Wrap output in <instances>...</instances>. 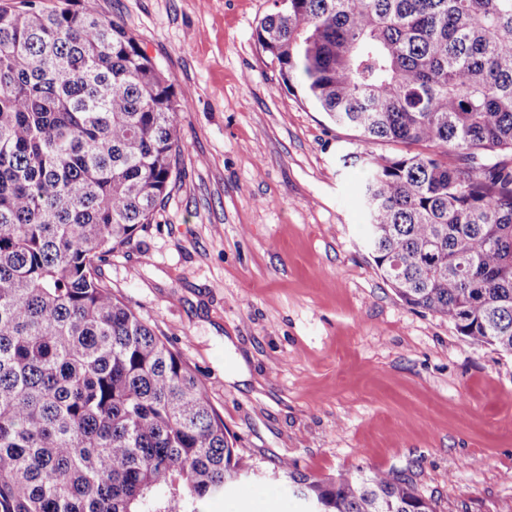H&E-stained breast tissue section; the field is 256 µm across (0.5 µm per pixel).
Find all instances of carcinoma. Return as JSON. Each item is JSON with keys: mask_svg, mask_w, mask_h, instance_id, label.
<instances>
[{"mask_svg": "<svg viewBox=\"0 0 512 512\" xmlns=\"http://www.w3.org/2000/svg\"><path fill=\"white\" fill-rule=\"evenodd\" d=\"M288 90L368 143L365 244L408 307L512 354V0H288ZM184 110L86 0L0 4V512H199L249 469L104 275L164 206ZM278 472L318 512H436L409 478Z\"/></svg>", "mask_w": 512, "mask_h": 512, "instance_id": "1", "label": "carcinoma"}]
</instances>
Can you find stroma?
Instances as JSON below:
<instances>
[{
    "label": "stroma",
    "mask_w": 512,
    "mask_h": 512,
    "mask_svg": "<svg viewBox=\"0 0 512 512\" xmlns=\"http://www.w3.org/2000/svg\"><path fill=\"white\" fill-rule=\"evenodd\" d=\"M172 83L177 176L115 253L116 295L205 382L259 476H408L437 512H512V355L404 305L365 248L361 155L256 41L274 0H98Z\"/></svg>",
    "instance_id": "stroma-1"
}]
</instances>
